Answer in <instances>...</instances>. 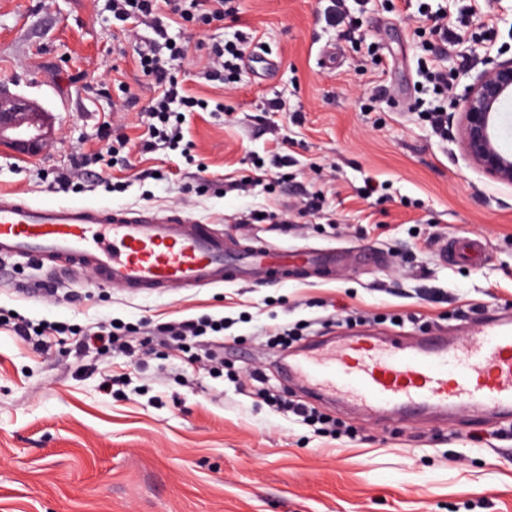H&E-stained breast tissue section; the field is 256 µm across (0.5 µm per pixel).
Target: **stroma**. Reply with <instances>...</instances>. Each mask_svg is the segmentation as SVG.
Segmentation results:
<instances>
[{"mask_svg":"<svg viewBox=\"0 0 512 512\" xmlns=\"http://www.w3.org/2000/svg\"><path fill=\"white\" fill-rule=\"evenodd\" d=\"M414 2L443 10L456 41L441 44L403 0H348L355 31L327 23L321 0H240L234 20H174L169 35L184 49L175 74L209 103L186 115V158L141 149L153 91L137 52L153 30L125 38L106 0H0V87L55 130L33 157L0 147V191L179 211L238 251L344 254L321 276L146 296L0 261V312L33 323L227 319L224 367L210 374L157 339L142 363L91 352L77 365L66 337L39 348L0 329V512H512V431L491 412L369 416L286 382L281 364L295 351L273 343L285 328L321 344L366 330L469 337L489 314H512V187L432 129L424 109L436 94L422 76L439 60L458 97L490 59L512 57V0ZM242 35L254 54L234 88L203 79L211 46ZM112 137L127 145L98 184L79 174L55 183L54 171ZM274 154L288 161L287 184L274 183ZM244 178L247 194L234 188ZM305 191L322 194L320 214L295 209ZM254 213L264 222L245 223ZM453 237L484 243L483 258H442ZM369 252L378 264L362 262ZM257 369L263 382L250 379ZM270 394L315 406L342 434L289 420Z\"/></svg>","mask_w":512,"mask_h":512,"instance_id":"obj_1","label":"stroma"}]
</instances>
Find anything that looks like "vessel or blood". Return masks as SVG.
<instances>
[{"instance_id": "vessel-or-blood-1", "label": "vessel or blood", "mask_w": 512, "mask_h": 512, "mask_svg": "<svg viewBox=\"0 0 512 512\" xmlns=\"http://www.w3.org/2000/svg\"><path fill=\"white\" fill-rule=\"evenodd\" d=\"M23 257L42 268L91 273L96 285L151 294L169 288L223 285L227 271L251 281L266 266L330 265V254L294 252L266 263L250 251L228 256L222 236L180 213L131 212L108 206H38L0 193V259ZM292 379L326 398L407 417L421 410L466 405L512 419V320L486 319L479 341L449 343L434 336L414 344L348 336L329 350L309 347L288 364Z\"/></svg>"}]
</instances>
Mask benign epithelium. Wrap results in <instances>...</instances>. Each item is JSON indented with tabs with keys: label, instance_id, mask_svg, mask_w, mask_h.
<instances>
[{
	"label": "benign epithelium",
	"instance_id": "7a95c632",
	"mask_svg": "<svg viewBox=\"0 0 512 512\" xmlns=\"http://www.w3.org/2000/svg\"><path fill=\"white\" fill-rule=\"evenodd\" d=\"M512 99V58L492 60L464 87L454 113L455 141L471 167L491 180L512 186V153L498 139L500 110ZM53 131L46 114L0 92V146L23 155L39 153Z\"/></svg>",
	"mask_w": 512,
	"mask_h": 512
}]
</instances>
